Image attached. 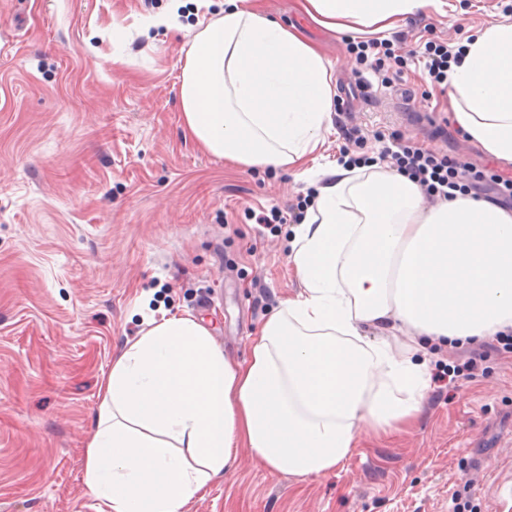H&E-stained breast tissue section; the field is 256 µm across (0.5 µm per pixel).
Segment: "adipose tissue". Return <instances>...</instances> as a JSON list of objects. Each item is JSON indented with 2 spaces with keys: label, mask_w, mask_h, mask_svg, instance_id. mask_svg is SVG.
<instances>
[{
  "label": "adipose tissue",
  "mask_w": 512,
  "mask_h": 512,
  "mask_svg": "<svg viewBox=\"0 0 512 512\" xmlns=\"http://www.w3.org/2000/svg\"><path fill=\"white\" fill-rule=\"evenodd\" d=\"M181 68L185 136L243 169L304 170L333 128L332 64L261 0H196ZM340 36L385 38L450 0H299ZM448 70V109L467 143L512 166V20L492 18ZM288 254L299 291L225 358L192 314L153 321L102 375L85 448L98 512H182L235 471L247 448L306 479L334 471L360 440L419 420L431 386L422 339L512 328V208L459 195L427 204L396 171L325 169ZM407 332L400 345L367 328Z\"/></svg>",
  "instance_id": "1"
}]
</instances>
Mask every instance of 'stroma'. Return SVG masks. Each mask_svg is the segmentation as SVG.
<instances>
[{"label":"stroma","instance_id":"35a3bbf8","mask_svg":"<svg viewBox=\"0 0 512 512\" xmlns=\"http://www.w3.org/2000/svg\"><path fill=\"white\" fill-rule=\"evenodd\" d=\"M487 2L458 0L390 35L405 58L395 83L361 64L347 37L307 27L341 100L316 166L346 155L392 169L382 150L396 133L482 179L512 176L462 140L440 85L406 57L429 40L461 46ZM167 3L0 0V512H96L83 460L99 380L151 320L191 312L242 361L300 288L292 224L256 218L305 207L315 190L290 172L225 165L185 137L189 36L139 29ZM486 345L473 378L461 366L478 341L427 347L429 372L455 383L434 382L412 431L362 441L305 480L240 450L234 475L185 512H512V347L497 336ZM465 484L471 495L455 508Z\"/></svg>","mask_w":512,"mask_h":512}]
</instances>
